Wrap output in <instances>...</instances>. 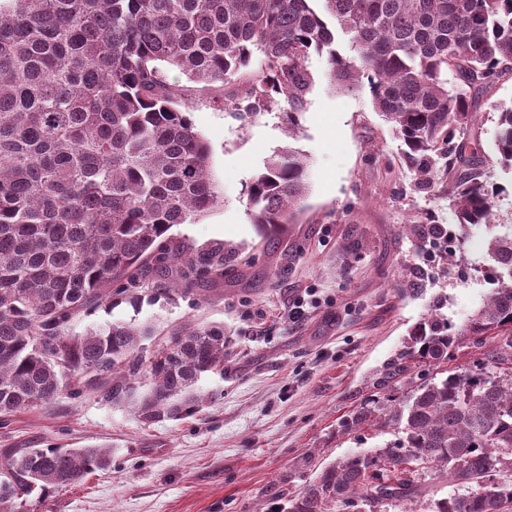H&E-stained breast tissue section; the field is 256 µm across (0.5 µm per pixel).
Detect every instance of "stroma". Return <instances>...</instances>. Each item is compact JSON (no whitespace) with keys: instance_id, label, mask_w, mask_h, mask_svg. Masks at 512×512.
Listing matches in <instances>:
<instances>
[{"instance_id":"35a3bbf8","label":"stroma","mask_w":512,"mask_h":512,"mask_svg":"<svg viewBox=\"0 0 512 512\" xmlns=\"http://www.w3.org/2000/svg\"><path fill=\"white\" fill-rule=\"evenodd\" d=\"M309 68L314 83L293 129L280 104L247 124L233 116L227 103L241 98L245 76L221 86L180 81L224 200L171 233L190 250L233 257L208 290L102 306L72 331L147 323L163 342L187 327L220 325L229 338L224 375L201 380L212 399L181 421L147 427L88 391L61 393L0 422V448L112 450L111 468L32 500L27 512H277L283 495L305 483L297 468L305 456L324 466L386 442L341 425L392 396L385 366L434 302L456 326L483 305L492 289L482 274L487 255L472 250V232L448 221L447 165L437 163L429 183L418 184L368 87L339 93L322 58L311 56ZM502 102H512V74L472 97L465 132L481 146L484 182L500 189L496 235L512 230V175L494 150ZM286 147L306 158L309 195L295 223L263 229L252 224L244 192ZM419 224H446L452 234L432 248L417 235ZM307 288L317 303L290 323L288 306Z\"/></svg>"}]
</instances>
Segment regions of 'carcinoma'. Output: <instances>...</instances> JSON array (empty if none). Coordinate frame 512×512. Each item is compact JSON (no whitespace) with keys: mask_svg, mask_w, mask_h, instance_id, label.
Here are the masks:
<instances>
[{"mask_svg":"<svg viewBox=\"0 0 512 512\" xmlns=\"http://www.w3.org/2000/svg\"><path fill=\"white\" fill-rule=\"evenodd\" d=\"M324 59L335 88L368 79L374 109L426 180L433 158L453 170L457 222L491 224L490 190L457 137L469 99L512 72V0H0V421L87 389L145 426L202 410L199 381L224 374V328L151 343L147 325L71 333L79 315L117 298H168L224 275L222 253L172 244L218 203L207 142L179 103L176 71L210 86L257 63L250 120L276 98L297 122ZM495 147L512 171V105ZM309 190L301 154L270 157L247 187L251 222L291 223ZM497 288L460 328L436 308L393 359L391 399L354 412L346 432L394 439L321 470L281 512H380L421 492L442 469L459 492L434 512H512V234L488 241ZM488 347L463 371L457 351ZM425 364L438 375L412 380ZM112 466L109 448H3L0 512L83 483Z\"/></svg>","mask_w":512,"mask_h":512,"instance_id":"obj_1","label":"carcinoma"}]
</instances>
